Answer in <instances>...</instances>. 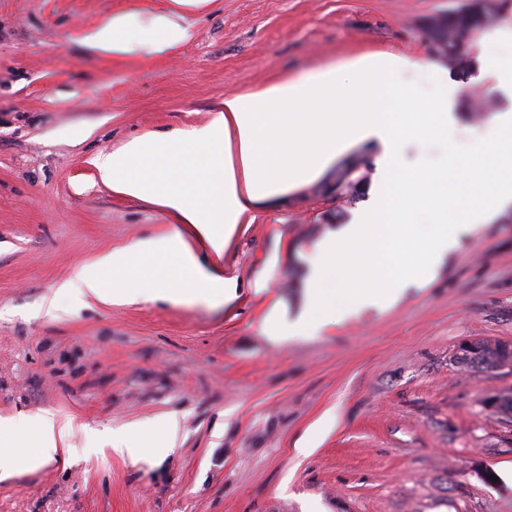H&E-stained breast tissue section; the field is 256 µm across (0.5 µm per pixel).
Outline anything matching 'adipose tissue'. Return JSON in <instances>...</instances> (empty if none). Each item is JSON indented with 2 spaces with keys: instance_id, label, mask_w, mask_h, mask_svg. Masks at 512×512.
I'll list each match as a JSON object with an SVG mask.
<instances>
[{
  "instance_id": "obj_1",
  "label": "adipose tissue",
  "mask_w": 512,
  "mask_h": 512,
  "mask_svg": "<svg viewBox=\"0 0 512 512\" xmlns=\"http://www.w3.org/2000/svg\"><path fill=\"white\" fill-rule=\"evenodd\" d=\"M101 51L131 52L130 18L116 15L87 38ZM415 60L371 54L352 70L328 65L262 90L225 96L208 123L151 133L98 154V178L113 193L165 209L178 232L135 239L85 261L59 292L73 306L164 298L174 303H230L236 277L224 272V253L255 211L314 179L352 147L378 145L380 177L372 205L316 246L308 300L298 320H271L272 336H301L328 326L327 310L347 317L365 307L384 309L404 288L425 286L463 234L475 232L512 207V114L495 116L469 152L454 142L448 83L430 65L436 93L423 101L399 77ZM439 139L447 145L438 168L408 166L406 144ZM212 254L198 260V247ZM28 434L0 439V477L34 470L67 454L68 425L46 414ZM162 435L145 429L113 431L115 455L139 461L162 457L177 439L168 417Z\"/></svg>"
}]
</instances>
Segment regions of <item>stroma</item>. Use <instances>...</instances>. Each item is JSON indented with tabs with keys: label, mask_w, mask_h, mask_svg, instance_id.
I'll list each match as a JSON object with an SVG mask.
<instances>
[{
	"label": "stroma",
	"mask_w": 512,
	"mask_h": 512,
	"mask_svg": "<svg viewBox=\"0 0 512 512\" xmlns=\"http://www.w3.org/2000/svg\"><path fill=\"white\" fill-rule=\"evenodd\" d=\"M466 3L0 0V421L48 411L72 425L70 456L0 479V512H512V417L486 405L512 393V367L459 359L468 341L512 345V208L424 288L311 336L276 341L264 323L302 312L315 244L371 203L329 193L340 160L242 225L224 253L239 280L228 305L76 310L58 291L94 255L170 229L160 206L99 184L96 153L364 53L419 60L400 80L428 98L418 30ZM118 14L169 16L190 37L91 47ZM511 30L509 10L465 47L470 75L447 73L461 150L512 113L485 72L486 54L512 52ZM170 415L179 436L161 461L93 451L105 429Z\"/></svg>",
	"instance_id": "35a3bbf8"
}]
</instances>
